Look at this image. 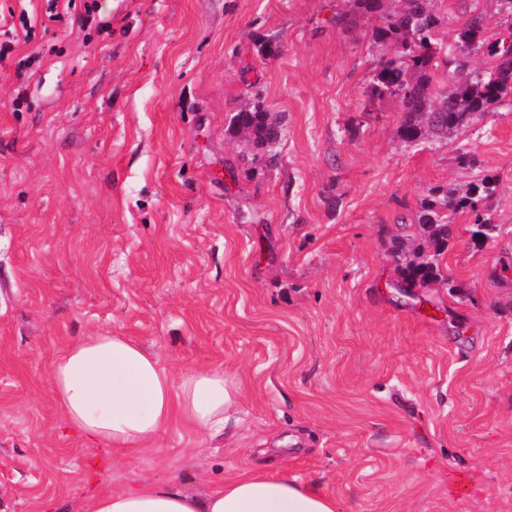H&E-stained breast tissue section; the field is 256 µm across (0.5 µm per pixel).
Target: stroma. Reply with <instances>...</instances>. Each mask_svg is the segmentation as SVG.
<instances>
[{
    "mask_svg": "<svg viewBox=\"0 0 512 512\" xmlns=\"http://www.w3.org/2000/svg\"><path fill=\"white\" fill-rule=\"evenodd\" d=\"M438 10L446 42L476 14L512 36L496 0ZM371 29L353 0H130L108 31L36 25L0 67V512L253 469L336 512H512V95L462 135L405 141L399 101L366 94L392 51ZM257 93L282 126L272 165L229 132ZM480 174L492 238L459 215L447 280L400 291L428 188ZM96 332L176 374L223 365L241 389L225 432L178 424L125 455L84 439L48 368Z\"/></svg>",
    "mask_w": 512,
    "mask_h": 512,
    "instance_id": "stroma-1",
    "label": "stroma"
}]
</instances>
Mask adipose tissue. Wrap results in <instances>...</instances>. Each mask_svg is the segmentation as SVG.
Masks as SVG:
<instances>
[{"mask_svg": "<svg viewBox=\"0 0 512 512\" xmlns=\"http://www.w3.org/2000/svg\"><path fill=\"white\" fill-rule=\"evenodd\" d=\"M53 399L89 440L116 452L156 447L176 422L196 433H223L239 402L223 365L173 375L137 342L108 333L85 336L49 366ZM82 512H336L313 484L258 471L237 475L203 494L142 481L86 496Z\"/></svg>", "mask_w": 512, "mask_h": 512, "instance_id": "adipose-tissue-1", "label": "adipose tissue"}]
</instances>
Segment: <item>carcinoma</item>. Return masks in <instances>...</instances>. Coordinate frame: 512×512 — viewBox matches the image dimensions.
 <instances>
[{
  "mask_svg": "<svg viewBox=\"0 0 512 512\" xmlns=\"http://www.w3.org/2000/svg\"><path fill=\"white\" fill-rule=\"evenodd\" d=\"M439 0H397L389 7L383 0H354L357 10L375 17L371 37L390 43L391 56L373 70L368 86L371 96L396 97L401 104L400 135L417 142L427 134L459 135L474 119L512 94V58H504L489 40L482 16L475 15L457 29L456 49L448 52L437 37L441 24ZM486 59L484 71L475 72L474 57ZM445 79L432 85L434 73ZM230 130L247 138L254 160L272 163L281 138L277 119L270 117L262 96L255 95L230 119ZM496 179L485 176L471 182L463 191L433 186L420 202L417 224L421 241L401 268L400 288L425 287L446 279L441 255L454 217L468 211L474 214L470 234L474 241L492 237L496 225L480 213L479 205L495 192Z\"/></svg>",
  "mask_w": 512,
  "mask_h": 512,
  "instance_id": "obj_1",
  "label": "carcinoma"
}]
</instances>
